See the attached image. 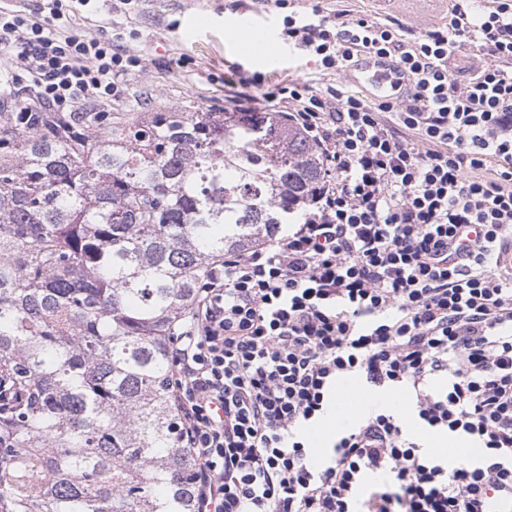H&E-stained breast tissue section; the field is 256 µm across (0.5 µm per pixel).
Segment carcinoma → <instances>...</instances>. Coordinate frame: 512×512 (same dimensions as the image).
I'll list each match as a JSON object with an SVG mask.
<instances>
[{
  "mask_svg": "<svg viewBox=\"0 0 512 512\" xmlns=\"http://www.w3.org/2000/svg\"><path fill=\"white\" fill-rule=\"evenodd\" d=\"M0 108V512H194L171 336L324 177L277 112Z\"/></svg>",
  "mask_w": 512,
  "mask_h": 512,
  "instance_id": "obj_1",
  "label": "carcinoma"
}]
</instances>
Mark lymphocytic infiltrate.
Returning a JSON list of instances; mask_svg holds the SVG:
<instances>
[{"instance_id":"f902f5d3","label":"lymphocytic infiltrate","mask_w":512,"mask_h":512,"mask_svg":"<svg viewBox=\"0 0 512 512\" xmlns=\"http://www.w3.org/2000/svg\"><path fill=\"white\" fill-rule=\"evenodd\" d=\"M40 10L0 11V94L21 75L38 112L122 94L140 57L70 32L63 0ZM282 33L328 72L389 57L409 89L375 100L288 81L264 95L325 173L298 223L213 265L173 338L196 512H512V0H449L431 30L296 6ZM353 377L405 391L417 430L378 410L314 463L304 430ZM432 431L480 460L430 453Z\"/></svg>"}]
</instances>
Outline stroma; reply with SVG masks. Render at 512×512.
Listing matches in <instances>:
<instances>
[{
	"instance_id": "1",
	"label": "stroma",
	"mask_w": 512,
	"mask_h": 512,
	"mask_svg": "<svg viewBox=\"0 0 512 512\" xmlns=\"http://www.w3.org/2000/svg\"><path fill=\"white\" fill-rule=\"evenodd\" d=\"M302 6L331 13L347 8L378 18L395 16L420 29L448 21V0H300ZM101 24L75 18L78 33L110 39L122 35L127 49L142 66L126 78L127 93L113 100L115 112H136L142 102L169 110L186 101L220 107L225 81L261 75L254 96L272 90L284 78L321 82L315 58L291 49L282 34L283 10L274 0H101ZM252 18L255 29L272 27L275 37L263 55L248 52L246 31L235 25L240 15Z\"/></svg>"
}]
</instances>
